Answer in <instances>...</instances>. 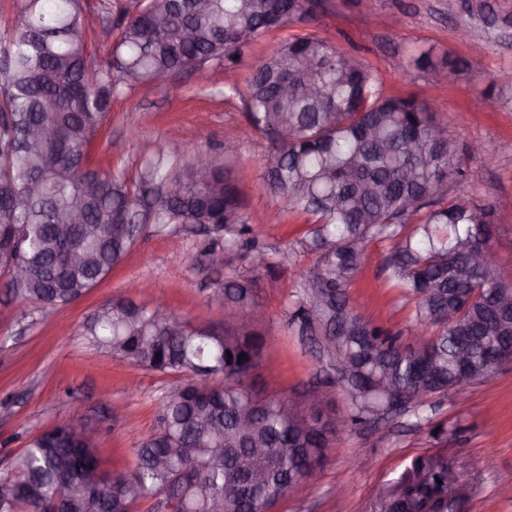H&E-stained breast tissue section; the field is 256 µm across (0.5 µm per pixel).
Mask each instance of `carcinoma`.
<instances>
[{
    "label": "carcinoma",
    "instance_id": "obj_1",
    "mask_svg": "<svg viewBox=\"0 0 512 512\" xmlns=\"http://www.w3.org/2000/svg\"><path fill=\"white\" fill-rule=\"evenodd\" d=\"M313 0H139L121 10L106 62L93 68L81 0H19L0 34V273L5 294L58 308L79 299L119 266L147 225L208 226L204 266L234 247L267 269L266 247L244 214L224 149L220 165L197 151L172 164L159 152L127 180L93 164V140L112 97L161 75L230 68L241 52L271 31L306 18ZM418 69L441 67L454 82L472 75L468 60L414 59ZM288 87H283V77ZM249 124L267 141L263 182L307 221L297 252L315 260L302 275V298L289 323L321 336L344 356L351 374L349 412L341 426L365 428L387 402L373 388L384 372L393 389L416 405L435 394L493 378L488 353L512 336V293L496 260L469 265L459 249L489 247L497 210L448 180L466 181L463 156L436 111L412 98L385 95L369 66L315 35L275 48L229 87ZM205 160L208 175L194 169ZM112 225V235L100 232ZM390 241L391 286L415 302L423 330L418 347L349 311L347 288L367 243ZM81 261L63 267L66 244ZM24 266L23 281L11 276ZM255 280L224 277L217 300L224 328L194 325L127 296L93 312L81 332L94 349L131 365L185 381L163 398L155 435L137 451L130 473L106 480L96 445L74 442L64 422L32 438L11 471L0 476V512H135L161 495L171 512H266L320 468L338 426L321 409L285 396H262L254 375L265 345L252 316ZM469 340L467 360L457 346ZM244 360H238L239 356ZM448 462L420 461L386 512H448Z\"/></svg>",
    "mask_w": 512,
    "mask_h": 512
}]
</instances>
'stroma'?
Wrapping results in <instances>:
<instances>
[{"instance_id": "obj_1", "label": "stroma", "mask_w": 512, "mask_h": 512, "mask_svg": "<svg viewBox=\"0 0 512 512\" xmlns=\"http://www.w3.org/2000/svg\"><path fill=\"white\" fill-rule=\"evenodd\" d=\"M136 2L82 0L92 66L102 65L117 35V9ZM478 2L376 0L375 14L368 15L360 0H313L310 17L269 33L232 68L211 63L175 75L164 87L144 86L113 98L95 141L96 163L132 176L155 148L173 155L203 149L218 156L233 142L240 148L234 174L244 212L256 216L283 207L263 184L259 133L246 121L239 99L224 92L242 83L272 48L315 35L370 66L387 94L411 96L440 110L456 144L481 141L493 147V162L466 158L467 190L473 200L500 208L490 245L500 275L512 282V0H489L494 14L488 18ZM461 24L469 27L470 41L459 39ZM428 50L471 59L475 79L452 84L441 73L409 66V58ZM306 229L291 218L256 228L274 268L256 275V322L266 345L254 383L295 399L322 390V409L332 419L347 408L343 385L326 350L299 335L287 314L301 297L300 274L313 257L300 253L292 265L278 264ZM205 239L182 224L148 231L107 279L62 308L11 300L0 291V475L30 439L73 415L95 431L106 470H132L137 449L156 430L159 404L177 379L94 351L78 328L97 308L126 294L133 279L150 284L145 303L164 305L195 324L222 326L224 310L211 296L223 286L224 273L195 260ZM388 253V242L368 243L348 287L349 305L411 346L414 305L389 287ZM433 456L446 457L455 484L472 492L452 512H512V499L500 493L512 485V365L375 426L342 430L318 478L289 491L272 512H384L390 493L416 462Z\"/></svg>"}]
</instances>
